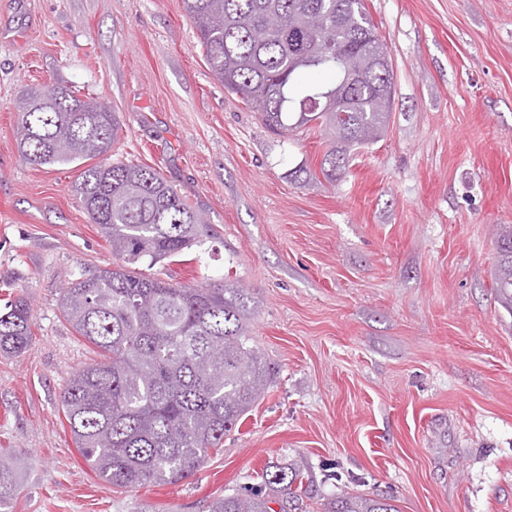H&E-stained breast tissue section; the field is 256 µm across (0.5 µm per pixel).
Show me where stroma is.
<instances>
[{"instance_id": "35a3bbf8", "label": "stroma", "mask_w": 512, "mask_h": 512, "mask_svg": "<svg viewBox=\"0 0 512 512\" xmlns=\"http://www.w3.org/2000/svg\"><path fill=\"white\" fill-rule=\"evenodd\" d=\"M365 5L394 100L331 182L322 128L269 132L212 75L183 0H0V306L26 296L34 318L26 352L0 354V450L26 458L5 512H208L272 462L398 512H512V313L493 274L512 224V0ZM57 84L116 112V158L160 170L215 231L150 275L256 297L272 382L175 485L112 487L61 409L93 356L61 291L114 258L73 194L77 164L17 150L18 98Z\"/></svg>"}]
</instances>
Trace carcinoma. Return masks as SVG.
<instances>
[{
  "instance_id": "carcinoma-1",
  "label": "carcinoma",
  "mask_w": 512,
  "mask_h": 512,
  "mask_svg": "<svg viewBox=\"0 0 512 512\" xmlns=\"http://www.w3.org/2000/svg\"><path fill=\"white\" fill-rule=\"evenodd\" d=\"M206 60L224 89L253 105L264 126L286 138L316 124L334 134L320 172L334 181L347 149L380 138L393 99L388 46L364 0H183ZM312 16L332 45L370 59L347 90L350 112H319L322 94L342 88L343 64L326 56ZM326 71L332 81L305 86L302 74ZM41 104L42 89L18 102L17 140L34 166L85 163L74 195L112 248L111 268L84 272L63 288L61 314L95 348L97 358L69 378L61 406L75 448L92 471L112 485L135 489L177 484L192 476L209 450L241 420L271 382L266 359L249 345L255 311L248 288L222 281L178 284L145 276L153 267L198 246L208 223L161 173L110 156L119 122L100 102L63 85ZM494 279L512 311V225L495 237ZM22 297L0 309V353L20 354L32 336ZM20 463L0 453V504L19 491ZM318 489L301 469L277 464L264 488L215 499L209 512H307ZM326 512H399L387 496H332Z\"/></svg>"
}]
</instances>
